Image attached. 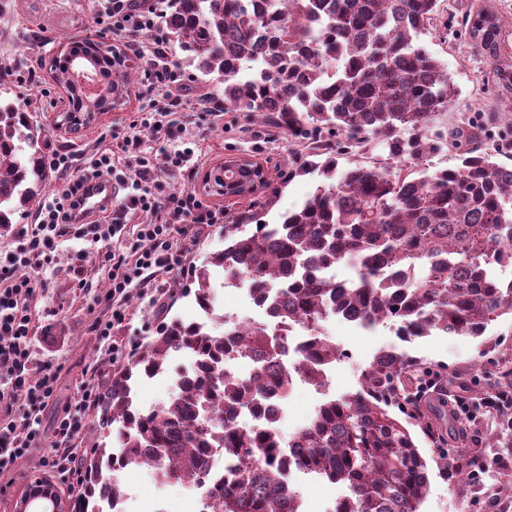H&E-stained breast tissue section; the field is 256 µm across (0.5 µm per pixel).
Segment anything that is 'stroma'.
<instances>
[{"mask_svg":"<svg viewBox=\"0 0 512 512\" xmlns=\"http://www.w3.org/2000/svg\"><path fill=\"white\" fill-rule=\"evenodd\" d=\"M14 4L13 35L0 40V70L11 76L12 98L44 127L48 150L80 156L84 141L124 128L139 113L148 110L150 102L140 97L139 91L153 67L149 59H136L132 66L137 81L129 86L127 96L78 130L68 131L64 121L68 97L52 77L54 62L65 51L59 38L93 33L96 4L94 0H14ZM421 43L445 64L460 92L458 108L441 117L443 126L453 130L464 117L490 112L499 113L502 127L512 126V88L498 83L488 58L457 42L441 27L423 36ZM181 71L183 85L159 86L155 93L177 101L179 112L188 115L189 137L204 150L199 166L207 170L223 163L225 158L248 156L262 167L268 184L255 195L238 198L202 192L197 178H175L173 187L198 190L203 205L223 208L225 222L253 212L271 224L279 214L299 207L321 179L312 172L282 183L281 172L296 164L293 140L270 135L245 112H228L223 118H215L209 108L203 107L200 98L205 94L221 95V88L200 80L192 67L182 66ZM91 247V242L82 239L66 240L54 259L39 269L44 292L34 310V350L38 358L53 364L58 376L55 399L42 414V427L47 432L52 430L57 412L75 403L84 372L109 364L88 329L95 316L106 312L98 299L104 296L103 286L109 281L108 267L101 264ZM75 249L88 252L84 270L79 274L71 268L70 254ZM189 280V274L180 272L159 276L130 300V315L119 331L129 354L140 352L165 316L187 322L196 318L198 307L186 293ZM323 329L344 356L332 367L327 393L295 383L288 412L280 423L283 435H291L304 425L324 395L337 397L357 391L361 373L374 355L380 349L394 348L412 362L429 368L435 381L446 383L452 390L464 389L473 405L470 415L457 417L454 424L440 425L443 443L432 441L429 430L421 425L413 427L429 471V485L420 512H494L498 507L504 512L512 506V492L501 489L503 481L512 479V422L490 415L479 405L487 391L503 387L506 371L512 370L511 315L492 322L484 336L478 338L434 333L406 339L386 324L364 329L333 318L324 323ZM442 449L452 458L475 455L490 464L486 481L500 489L497 507L489 506L476 482L462 481L456 470L445 469L438 456ZM121 483L129 496L126 512H153V504L158 500L165 502L170 512H194V502L200 496L199 489L181 484L157 488L143 466L127 468Z\"/></svg>","mask_w":512,"mask_h":512,"instance_id":"1","label":"stroma"}]
</instances>
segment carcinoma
<instances>
[{
	"mask_svg": "<svg viewBox=\"0 0 512 512\" xmlns=\"http://www.w3.org/2000/svg\"><path fill=\"white\" fill-rule=\"evenodd\" d=\"M440 12V0H170L161 23L202 79L223 86L215 98L226 112H247L273 133L307 138L286 177L318 172V186L276 224L242 215L224 225V248L193 270L199 309L212 328L173 317L131 362L104 384L98 421L112 437L80 458L82 492L70 512L90 508L105 490L123 494L121 469L153 468L161 484L187 483L204 491L213 512H295L298 491L285 464L313 471L347 488L337 512H419L428 465L404 422L400 404L408 357L379 351L360 389L324 401L286 440L273 425L242 428L238 411L258 413L267 396L295 381L326 386V368L342 350L321 332L332 317L372 328L396 327L405 338L442 333L480 337L512 315V167L501 151L483 145L485 128L467 122L453 141L441 125L458 92L442 62L420 44ZM503 19L482 3L457 21L461 39L496 64L497 79L512 85V63L502 64ZM107 79L89 99L69 81L66 58L54 62L77 124L112 103V46L85 40ZM0 226L35 202L49 182L44 130L0 88ZM337 136L326 140L317 132ZM457 152L454 168H430V157ZM381 149L380 158L365 155ZM347 166L338 168L339 160ZM257 223L254 229L247 226ZM357 276L323 274L341 260ZM251 283L269 298L275 324L251 322L216 331L224 316L213 307L210 267ZM294 324L311 341L285 364V337ZM190 349L195 372L160 406L139 410L137 378L162 373L173 354ZM250 362L246 374L227 365ZM224 449L226 472L213 479L208 450Z\"/></svg>",
	"mask_w": 512,
	"mask_h": 512,
	"instance_id": "cac0c4a2",
	"label": "carcinoma"
}]
</instances>
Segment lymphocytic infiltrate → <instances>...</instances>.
Here are the masks:
<instances>
[{
  "label": "lymphocytic infiltrate",
  "instance_id": "obj_1",
  "mask_svg": "<svg viewBox=\"0 0 512 512\" xmlns=\"http://www.w3.org/2000/svg\"><path fill=\"white\" fill-rule=\"evenodd\" d=\"M155 6L136 0H100L96 23L112 34H127L124 49L136 54L151 53L158 82L178 84L183 74L170 60L163 39L152 47L140 35H152L158 24ZM152 127L164 141L184 135L186 126L175 116L171 102L156 103L148 116L132 120L125 132L98 138L90 147L87 166L75 165L71 155L51 152L48 166L59 189L44 201L31 224L21 227V246L0 259V479L15 476L21 460L39 455L41 467L65 474L71 472L78 443L86 428L87 413L98 406L102 391L96 373L80 382L74 406L59 413L53 425V446L40 455L44 436L41 418L53 402L57 375L51 366L33 359L35 325L33 311L43 290L34 270L43 256L56 250L68 233L100 241L122 234L126 225L136 224V241L124 251H107L103 262L112 269L110 288L104 302L110 313L94 318L90 332L106 344L111 358L122 351L114 331L126 319L125 303L132 288L148 282L156 273L181 269L184 249L172 236L175 225L191 230L220 224L224 211L204 206L189 190H175L169 178L191 175L197 170L194 149L166 151V173H159L154 158L142 150L140 132ZM92 179L111 181L115 195L109 212L92 217L80 205L76 193Z\"/></svg>",
  "mask_w": 512,
  "mask_h": 512
}]
</instances>
